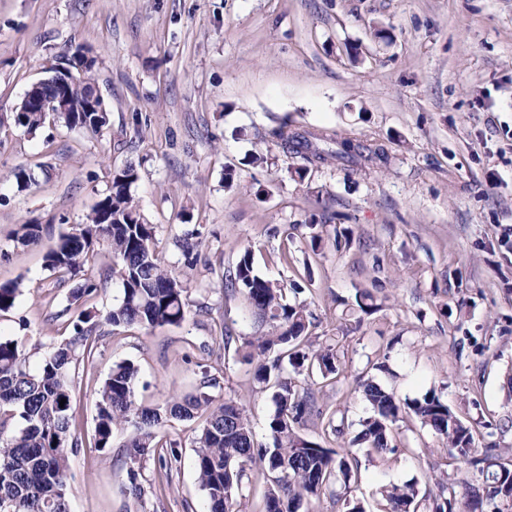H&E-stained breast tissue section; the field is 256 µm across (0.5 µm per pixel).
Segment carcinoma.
Instances as JSON below:
<instances>
[{"instance_id": "1", "label": "carcinoma", "mask_w": 512, "mask_h": 512, "mask_svg": "<svg viewBox=\"0 0 512 512\" xmlns=\"http://www.w3.org/2000/svg\"><path fill=\"white\" fill-rule=\"evenodd\" d=\"M63 61L81 67L69 87L71 101L80 111L71 119L58 116V123L96 136L109 122L102 97L86 111L88 92L96 86L93 71L97 57L79 46L63 56ZM13 120L33 131L45 125L46 116L21 102ZM269 136L283 153L302 161L295 168L300 178L308 166L329 159L350 163L384 159L383 149L371 144L355 145L348 139L310 131L293 132L286 120L271 129ZM138 180V171L131 165L113 170L109 190L87 216V223L59 234L45 255L49 271L75 276L82 272L95 246L108 243L112 276L122 287L121 299L99 314L97 323L79 313L71 321V336L42 352L33 366L17 342L0 340V512H70V459L84 447L75 427L73 387L80 366L94 355L98 324L153 330L179 326L186 320L188 288L156 254V227L140 212L132 195ZM39 228L38 224L21 225L14 241L21 246L37 244ZM224 288L243 292L263 327L244 345L246 357L255 364L254 378L266 386L274 383L275 412L268 421L271 445L256 442L246 410L232 399L219 402L206 392H198L154 405L140 402L137 366L119 362L97 391L90 445L104 454L112 448L115 430L132 428L121 445L132 464L125 492L140 509H145L146 490L139 481L145 464L153 461L160 475L166 477L180 458L177 443L168 437V423L201 417L204 425L193 438L192 448L206 512H238L239 499L247 497L257 470L266 484L263 512H299L303 501H318L338 484L344 489L345 512H369L352 494L359 469L353 447L365 449L371 461L377 458L384 462L388 455L396 454L393 426L405 408L423 426L446 439L456 462L476 468L481 482L474 486L450 477L438 484L435 495L421 491L415 482L384 484L378 489L374 512H484L490 504L494 512H512V448L505 451L508 460L502 462L496 446L479 447L472 427L433 393L406 405L394 391L373 379H359L354 391L361 393L372 414L362 421L358 433L346 439L343 424L335 423L334 411L325 429L342 441L343 450L307 439L302 428L312 417L323 415L316 406L311 378L316 373L324 378L336 374L337 356L329 346L307 349V309L288 303V291L299 292L301 284L286 286L261 276L252 251L246 249L225 276ZM98 290L99 281L88 274L73 290L72 300L77 302ZM20 293L18 281L0 285V312L10 311ZM272 351L276 357L269 363L266 355ZM285 362L295 376L280 375Z\"/></svg>"}]
</instances>
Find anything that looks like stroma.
<instances>
[{"label": "stroma", "mask_w": 512, "mask_h": 512, "mask_svg": "<svg viewBox=\"0 0 512 512\" xmlns=\"http://www.w3.org/2000/svg\"><path fill=\"white\" fill-rule=\"evenodd\" d=\"M77 44L99 58L108 127L92 137L14 125L45 61ZM284 120L382 146L387 160H330L297 178L299 159L268 136ZM253 154L263 164H248ZM127 164L159 258L186 274L191 312L152 332L102 328L74 383L84 435L97 389L128 360L144 403L202 387L241 399L257 443L269 445L272 391L244 358L258 327L246 297L222 284L249 249L263 276L302 284L288 299L308 309L310 347L332 346L341 367L318 380V401L341 410L348 435L371 413L355 380L371 377L404 400L436 393L485 442L512 447V0H0V284L22 288L0 314V338L47 348L70 336V316L120 298L107 244L85 265L100 291L75 306L74 281L59 282L44 255L86 223ZM21 170L31 186H18ZM30 222L42 226L39 244L17 245ZM191 232L203 245L189 268ZM364 292L376 311L360 310ZM200 428L197 418L170 424L181 460L146 512H204L190 447ZM394 433L396 457L360 467L366 504L389 482L433 494L449 474L479 483L413 416ZM125 437L115 431L108 456H72L70 512H124Z\"/></svg>", "instance_id": "35a3bbf8"}]
</instances>
